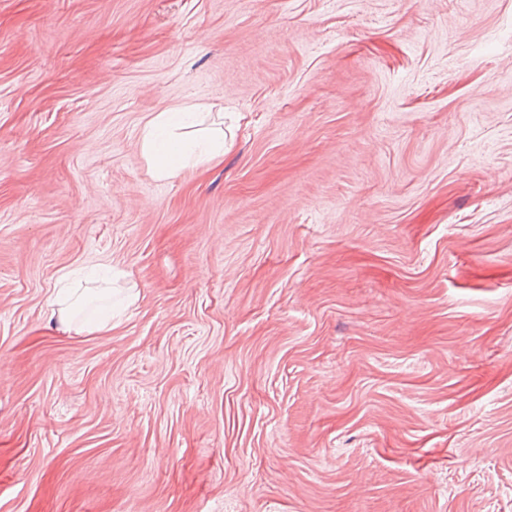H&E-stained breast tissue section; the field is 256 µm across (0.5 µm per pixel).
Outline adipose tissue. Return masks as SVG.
<instances>
[{
    "mask_svg": "<svg viewBox=\"0 0 512 512\" xmlns=\"http://www.w3.org/2000/svg\"><path fill=\"white\" fill-rule=\"evenodd\" d=\"M194 107L174 105L155 113L145 124L141 149L151 161L157 175L173 176L189 162L205 163L224 155V132L219 128L205 130L203 139L189 140L184 129L194 125Z\"/></svg>",
    "mask_w": 512,
    "mask_h": 512,
    "instance_id": "adipose-tissue-1",
    "label": "adipose tissue"
}]
</instances>
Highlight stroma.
I'll list each match as a JSON object with an SVG mask.
<instances>
[{"instance_id": "obj_1", "label": "stroma", "mask_w": 512, "mask_h": 512, "mask_svg": "<svg viewBox=\"0 0 512 512\" xmlns=\"http://www.w3.org/2000/svg\"><path fill=\"white\" fill-rule=\"evenodd\" d=\"M0 512H512V0H0ZM205 108L197 104L174 105L155 113L146 122L141 149L160 178H169L187 167L192 154L196 155L194 165L224 157L221 128L196 130L204 133V140H187L183 136V129L196 126L195 116L202 113L193 111ZM78 288H53L49 302L50 315L55 317L62 327H68L72 321V310L81 303L83 294Z\"/></svg>"}]
</instances>
